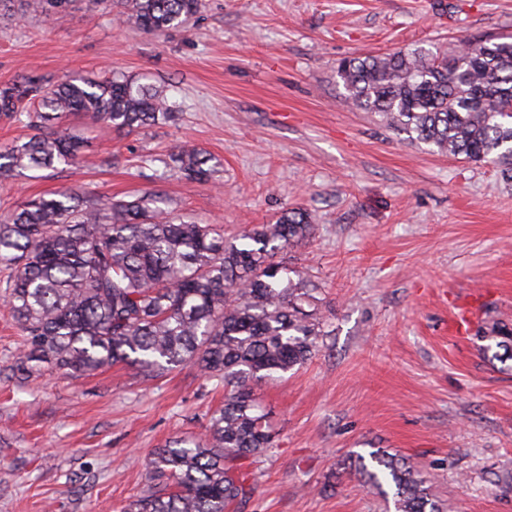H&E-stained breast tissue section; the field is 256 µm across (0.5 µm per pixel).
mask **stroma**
I'll return each instance as SVG.
<instances>
[{
	"label": "stroma",
	"mask_w": 512,
	"mask_h": 512,
	"mask_svg": "<svg viewBox=\"0 0 512 512\" xmlns=\"http://www.w3.org/2000/svg\"><path fill=\"white\" fill-rule=\"evenodd\" d=\"M85 0L52 19L0 15V85L112 70L154 87L177 118L126 134L77 116V164L0 182V214L77 188L162 194L226 235L311 216L280 260L311 280L327 334L311 361L255 393L274 446L247 460L253 491L228 512H394L358 471L382 448L417 462L445 512H512V360L485 352L512 328V181L439 155L349 106L339 60L512 34V0H201L154 35ZM189 143L209 181L163 164ZM25 336L0 305V512H121L151 488L153 452L202 434L224 401L196 366L117 364L25 381ZM483 334V336L488 340L495 341L496 347L504 350L503 355H506L508 359H512L511 329L506 328L505 325H499V323H492L489 327H486Z\"/></svg>",
	"instance_id": "stroma-1"
}]
</instances>
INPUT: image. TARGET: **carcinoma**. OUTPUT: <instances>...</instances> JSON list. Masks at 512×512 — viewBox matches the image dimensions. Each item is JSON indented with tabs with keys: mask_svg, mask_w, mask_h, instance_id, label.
Masks as SVG:
<instances>
[{
	"mask_svg": "<svg viewBox=\"0 0 512 512\" xmlns=\"http://www.w3.org/2000/svg\"><path fill=\"white\" fill-rule=\"evenodd\" d=\"M50 18L70 0H21ZM119 17L151 34L185 24L200 0H119ZM336 77L354 106L438 154L493 162L512 171V35L460 41L447 55L423 47L345 58ZM27 114L35 130L0 149V181L19 170L79 160L84 137L68 121L79 114L114 130L165 124L172 106L130 78L31 77L0 87V115ZM165 166L206 181L211 158L181 145ZM306 212L285 211L224 237L144 197L112 201L77 189L26 200L0 216V291L26 336L12 370L24 380L55 369L80 376L115 364L158 373L192 364L224 382V406L205 433L157 449L150 476L162 481L122 512H224L252 490L230 466L273 447L254 386L302 366L327 332L309 282L275 261L313 233ZM484 337L512 359V330L493 323ZM368 481L394 488L395 512H439L427 480L408 459L380 448Z\"/></svg>",
	"mask_w": 512,
	"mask_h": 512,
	"instance_id": "obj_1",
	"label": "carcinoma"
}]
</instances>
